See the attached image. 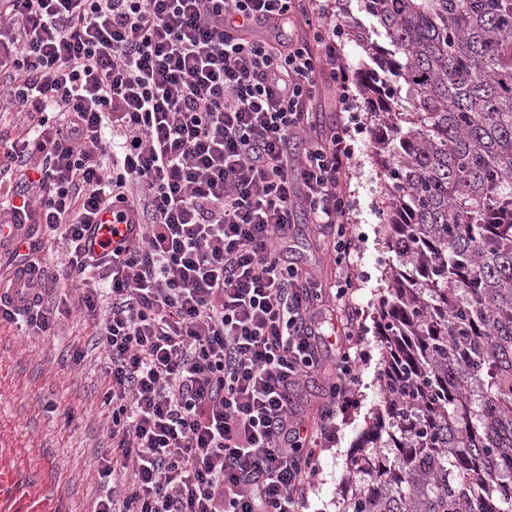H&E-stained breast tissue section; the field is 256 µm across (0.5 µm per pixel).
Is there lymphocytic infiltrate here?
Listing matches in <instances>:
<instances>
[{"label":"lymphocytic infiltrate","instance_id":"f902f5d3","mask_svg":"<svg viewBox=\"0 0 512 512\" xmlns=\"http://www.w3.org/2000/svg\"><path fill=\"white\" fill-rule=\"evenodd\" d=\"M321 0H0V87L28 129L0 239L28 224L67 243L63 278L103 347L123 499L94 512H303L337 418L357 405L363 348L346 176L353 121L312 124L321 79L355 96L343 30ZM306 135V134H305ZM125 244L83 247L99 214ZM333 232L347 331L315 428L293 394L321 372L319 294L286 263L296 215ZM0 321L50 334L38 280L10 279Z\"/></svg>","mask_w":512,"mask_h":512}]
</instances>
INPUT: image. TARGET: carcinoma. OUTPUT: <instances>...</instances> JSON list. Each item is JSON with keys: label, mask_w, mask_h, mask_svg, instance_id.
I'll use <instances>...</instances> for the list:
<instances>
[{"label": "carcinoma", "mask_w": 512, "mask_h": 512, "mask_svg": "<svg viewBox=\"0 0 512 512\" xmlns=\"http://www.w3.org/2000/svg\"><path fill=\"white\" fill-rule=\"evenodd\" d=\"M395 262L338 512H512V0H365Z\"/></svg>", "instance_id": "cac0c4a2"}]
</instances>
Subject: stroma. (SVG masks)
Listing matches in <instances>:
<instances>
[{"label":"stroma","mask_w":512,"mask_h":512,"mask_svg":"<svg viewBox=\"0 0 512 512\" xmlns=\"http://www.w3.org/2000/svg\"><path fill=\"white\" fill-rule=\"evenodd\" d=\"M363 2H329L333 21L345 31L343 60L355 79L375 66L353 37L357 31L373 34L377 27ZM357 113L363 131L347 189L354 201L351 222L362 238L357 263L366 279L354 300L364 313L368 360L361 369L357 408L341 423L334 447L320 455L307 512H337L348 460L381 399L385 347L377 323L393 253L381 229L385 175L375 154L376 121L367 102H359ZM30 235L43 260L44 300L55 309L57 326L50 335L31 336L21 325L0 323V512H92L105 491L92 463L112 454L110 409L103 403L106 355L95 341L92 321L70 308L78 280L55 278L65 255L61 240L45 236L36 225ZM284 258L323 286L336 279L329 228L289 225Z\"/></svg>","instance_id":"35a3bbf8"}]
</instances>
